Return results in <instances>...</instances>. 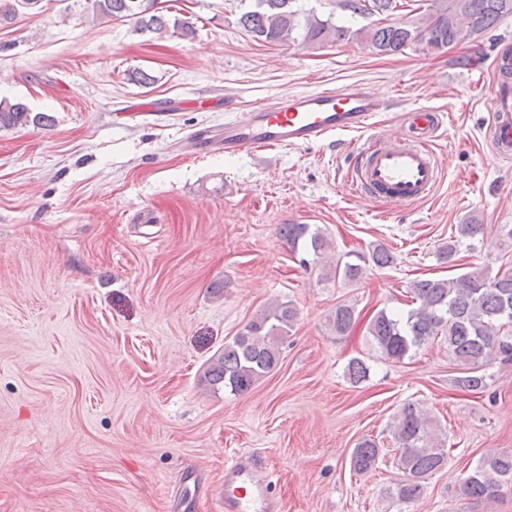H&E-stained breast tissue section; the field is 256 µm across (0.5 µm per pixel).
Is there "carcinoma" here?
<instances>
[{
    "instance_id": "cac0c4a2",
    "label": "carcinoma",
    "mask_w": 512,
    "mask_h": 512,
    "mask_svg": "<svg viewBox=\"0 0 512 512\" xmlns=\"http://www.w3.org/2000/svg\"><path fill=\"white\" fill-rule=\"evenodd\" d=\"M40 0H0V24L13 20L19 10L31 9ZM298 0H249L239 23L243 29L268 44L317 45L356 37L381 53L395 54L409 46L430 52L454 43L463 33L481 34L505 16H512V0H434L427 21L418 26L384 23L378 19L353 33L330 20L295 7ZM398 0H361L352 5L361 15H382L397 8ZM97 21L134 22L135 31L161 35L172 29L184 39L195 37L196 29L187 20L168 19L157 0H91ZM45 113H32L20 102L0 99V128L44 126ZM281 235L292 250L320 258L330 248L325 236L309 224H285ZM483 234V225L470 221L457 225V234L439 249L440 258L452 261L465 241ZM394 261L383 246L368 252L345 254L330 268L334 276L355 281L369 266L386 267ZM415 307L398 314L378 311L368 324V332L384 357L401 362L411 352L438 338L460 366L455 385L467 391L486 386L484 369L498 360L512 362V336L505 327L512 324V273L488 275L474 269L456 278L423 279L411 284ZM296 317L289 302H275L257 313L224 345L204 371L213 387L232 393L249 391L276 369L281 360L280 344L288 336ZM336 333L347 332L356 322L354 308L336 307L331 317ZM392 433L398 445V466L402 477L391 489L392 497L403 503L417 502L425 480L448 465V451L436 435L435 424L417 403L407 402L396 412ZM376 440L362 438L351 453L350 467L357 474L370 473L378 460ZM512 485V454L488 452L462 478L463 492L474 499H492Z\"/></svg>"
}]
</instances>
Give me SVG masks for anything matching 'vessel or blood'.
I'll return each instance as SVG.
<instances>
[{"mask_svg":"<svg viewBox=\"0 0 512 512\" xmlns=\"http://www.w3.org/2000/svg\"><path fill=\"white\" fill-rule=\"evenodd\" d=\"M389 99L363 84L345 83L277 98L225 118L223 136L190 134L191 149L220 151L228 156L253 155L276 147L321 145L334 136L368 132L353 157L348 182L354 193L395 207H411L435 192L441 172L432 149L445 126L444 116L424 107L403 113L401 137L373 132ZM487 110L489 146L497 160H512V87L493 86ZM217 512H280V505L253 456H237L224 464V483L215 492Z\"/></svg>","mask_w":512,"mask_h":512,"instance_id":"b4317fda","label":"vessel or blood"}]
</instances>
